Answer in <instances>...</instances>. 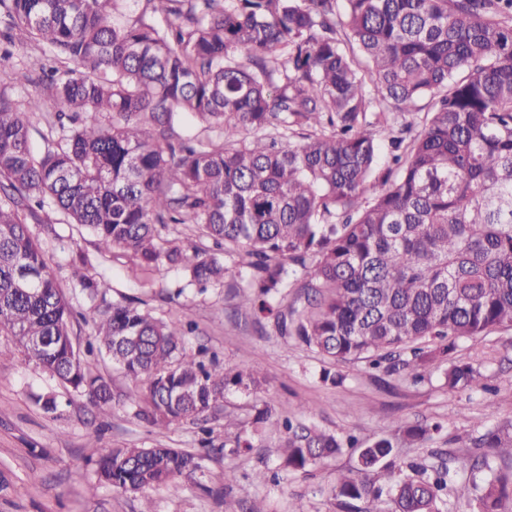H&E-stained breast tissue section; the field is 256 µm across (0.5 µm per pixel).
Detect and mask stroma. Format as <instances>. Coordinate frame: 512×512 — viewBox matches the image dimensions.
I'll return each instance as SVG.
<instances>
[{
	"mask_svg": "<svg viewBox=\"0 0 512 512\" xmlns=\"http://www.w3.org/2000/svg\"><path fill=\"white\" fill-rule=\"evenodd\" d=\"M13 39V57L0 61V70L7 74L0 94L21 106L37 90L27 66L36 59L50 65L54 59L21 32H14ZM39 219L33 230L41 234L48 264L73 307L86 304L71 278V256L78 249L89 260L90 274L109 283L110 300H140L156 318L193 322L196 330L184 343L187 355L203 348L224 367L246 364L259 371L260 392L231 390L221 404L224 413L242 424H250L255 408L266 403L275 417L303 420L362 441L394 434L401 421H440L446 427L441 437L400 451L401 460L430 464L435 452L463 455L464 438L512 419V327L458 341L457 356L483 376L480 389L448 390L437 367L420 381L413 372H376L363 361L333 367L315 348L278 336L268 322L238 312V300L228 288L216 286L201 294L176 271L141 286L130 255L118 249L98 252L84 228L52 209L40 211ZM46 224L53 225L52 234L43 233ZM89 366L111 384L114 400L108 411L67 392L26 359L14 337L0 334V512H140L146 498L153 512H292L298 504L305 512H340L332 490L356 467L358 449H343L307 471L293 473L280 466L279 438L271 426L255 432L251 450L234 453L224 440L235 431L220 420L212 424L214 449L195 475L145 495L113 492L97 477L98 449L164 446L194 451L202 435L185 421L159 430L137 420L135 382L108 360L93 357ZM330 367L342 376V384L322 381ZM48 393L59 402L53 414L45 413L37 401ZM228 471L235 476L229 491L224 488ZM261 471L266 480L258 479Z\"/></svg>",
	"mask_w": 512,
	"mask_h": 512,
	"instance_id": "stroma-1",
	"label": "stroma"
}]
</instances>
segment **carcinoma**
I'll return each instance as SVG.
<instances>
[{"instance_id": "carcinoma-1", "label": "carcinoma", "mask_w": 512, "mask_h": 512, "mask_svg": "<svg viewBox=\"0 0 512 512\" xmlns=\"http://www.w3.org/2000/svg\"><path fill=\"white\" fill-rule=\"evenodd\" d=\"M0 0L7 29L71 67L39 83L63 111L42 154L0 94V332L28 361L102 411L111 384L83 353L145 379L135 415L158 429L206 424L230 388L257 391L252 368L183 356L192 324L109 303L87 258L72 276L88 306L58 288L27 216L52 204L140 273L181 270L200 291L225 285L239 306L339 364L398 358L443 370L448 389L478 388L457 341L512 326V0ZM157 14L167 25L154 22ZM430 100L420 128L408 117ZM220 139L174 138L176 117ZM391 161L380 165V134ZM158 224H195L216 250L163 239ZM245 253L247 276L226 262ZM311 271L307 306L284 305ZM94 330L85 350L72 323ZM280 457L304 471L357 447L286 418ZM400 441L364 443L334 497L345 512H443L449 463L411 464L390 486L369 475L398 444L441 425H399ZM474 512H512V421L469 439ZM180 449L101 448L99 479L140 492L191 477Z\"/></svg>"}]
</instances>
